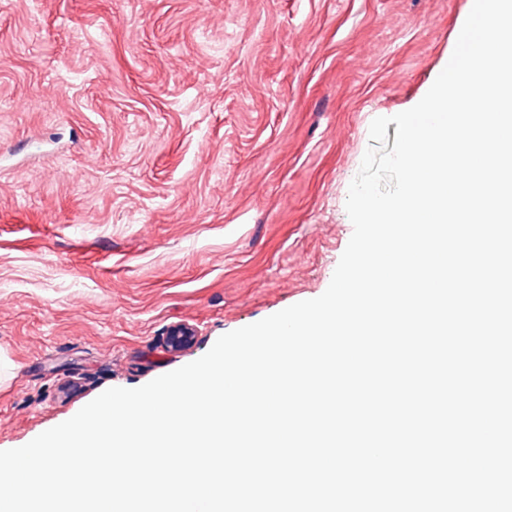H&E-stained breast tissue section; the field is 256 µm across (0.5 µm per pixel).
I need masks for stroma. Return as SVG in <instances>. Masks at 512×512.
<instances>
[{
	"mask_svg": "<svg viewBox=\"0 0 512 512\" xmlns=\"http://www.w3.org/2000/svg\"><path fill=\"white\" fill-rule=\"evenodd\" d=\"M471 3L0 0V450L323 294ZM194 337V329L187 325L173 327L166 336V347L174 352L185 350L191 346Z\"/></svg>",
	"mask_w": 512,
	"mask_h": 512,
	"instance_id": "stroma-1",
	"label": "stroma"
}]
</instances>
